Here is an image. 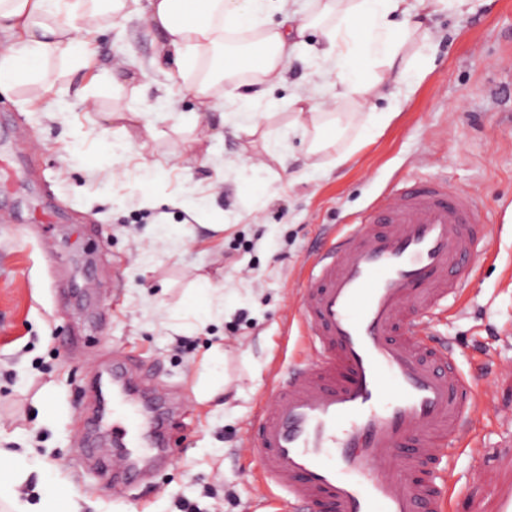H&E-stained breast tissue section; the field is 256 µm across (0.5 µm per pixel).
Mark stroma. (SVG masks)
Returning <instances> with one entry per match:
<instances>
[{
  "label": "stroma",
  "instance_id": "35a3bbf8",
  "mask_svg": "<svg viewBox=\"0 0 512 512\" xmlns=\"http://www.w3.org/2000/svg\"><path fill=\"white\" fill-rule=\"evenodd\" d=\"M428 28L404 49L417 82L338 168L316 167L288 127L292 96L313 87L306 54L253 106L270 115L268 152L232 107L201 112L175 94L153 63L159 34L133 12L85 34L89 66L28 110L0 99V448L38 450L25 499L38 502L52 480L80 512H180L186 500L199 512H293L244 443L273 375L309 357L291 322L307 262L331 226L358 222L384 190L438 177L482 200L490 234L458 296L432 311V333L462 373L481 372L497 411L465 425L434 470L461 490L452 512H498V490L512 487V0L440 10ZM116 93L145 107L142 123L104 119ZM183 140L206 165L170 159ZM119 141L130 149L116 160ZM250 155L268 165V190ZM215 212L220 237L206 228ZM202 278L223 287V314L174 332L171 314ZM215 345L228 382L220 401L202 402ZM116 358L169 408V460L131 484L89 462L92 447L112 445V417L97 409L114 392L92 381Z\"/></svg>",
  "mask_w": 512,
  "mask_h": 512
}]
</instances>
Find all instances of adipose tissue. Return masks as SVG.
Returning <instances> with one entry per match:
<instances>
[{
	"instance_id": "ef3b65f1",
	"label": "adipose tissue",
	"mask_w": 512,
	"mask_h": 512,
	"mask_svg": "<svg viewBox=\"0 0 512 512\" xmlns=\"http://www.w3.org/2000/svg\"><path fill=\"white\" fill-rule=\"evenodd\" d=\"M129 0H0V98L22 103L24 89L47 91L51 63L70 71L85 65L93 50L80 40L83 30L99 28L110 17L124 14ZM288 0H146L137 11L144 24L161 31L159 61L171 68L172 79H185L196 69L202 78L188 86L204 111H214L224 80L233 78L229 60L241 62L257 86L283 81L289 59L303 44L304 30L322 34L317 76L334 95L321 99L306 93L292 100L296 108L292 127L301 129L310 155H328L329 163L347 164L359 151L366 134L389 120L386 112H369L352 140L337 103L363 98L378 86L412 87L417 73L402 53L421 27L408 0H316L313 12L295 18ZM281 13L283 22L269 26L268 18ZM33 449L17 453L0 449V501L11 512H59L57 491L46 488L39 503L19 492L26 481Z\"/></svg>"
}]
</instances>
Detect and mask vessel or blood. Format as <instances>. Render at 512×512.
<instances>
[{"label":"vessel or blood","instance_id":"obj_1","mask_svg":"<svg viewBox=\"0 0 512 512\" xmlns=\"http://www.w3.org/2000/svg\"><path fill=\"white\" fill-rule=\"evenodd\" d=\"M488 236L481 203L433 177L316 253L299 308L311 359L258 417L261 469L302 512H449L445 482L421 466L491 409L427 314L462 288Z\"/></svg>","mask_w":512,"mask_h":512}]
</instances>
